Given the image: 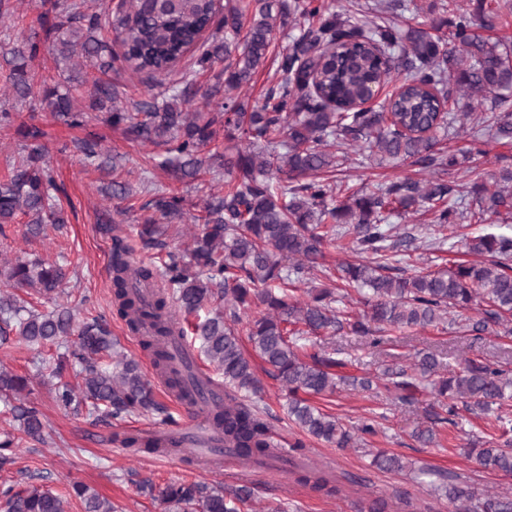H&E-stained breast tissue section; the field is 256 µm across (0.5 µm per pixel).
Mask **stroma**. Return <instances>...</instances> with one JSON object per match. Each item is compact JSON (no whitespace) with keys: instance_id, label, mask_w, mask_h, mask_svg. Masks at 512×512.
Here are the masks:
<instances>
[{"instance_id":"1","label":"stroma","mask_w":512,"mask_h":512,"mask_svg":"<svg viewBox=\"0 0 512 512\" xmlns=\"http://www.w3.org/2000/svg\"><path fill=\"white\" fill-rule=\"evenodd\" d=\"M9 9L0 17V47L11 48L31 37L38 14L44 12L42 0H1ZM497 0H412L408 11L394 18L398 26L422 23L435 25L440 36H447L444 22L455 12L475 13L499 10V18L485 31L486 36L512 45V11L497 8ZM109 50L115 61L103 75L104 81L116 84L124 97L144 100L162 97L164 89L128 67L121 58L123 48L114 34H107ZM10 111L13 124L0 130V178L7 175L13 164L22 161L33 143L45 149L44 160L65 193L59 198L64 224L47 227L37 238L22 235L21 225H12L9 237L0 250L9 258H41L63 266L67 271L65 292L59 298L62 305L78 308L81 316H98L118 341V353L138 360L144 377L151 383L156 400L175 419L183 414L163 381L156 375L150 359L142 352L138 339L128 333L112 303L110 263L112 240L102 230L103 225H120L131 232L146 216L143 203L150 189L168 186L170 180L159 163L166 156L165 147L141 146L128 141L121 129L112 127L105 113L90 111L87 121L79 127H69L53 119L50 112L30 111L27 101L0 95V109ZM42 132L39 141L28 138V128ZM96 143L98 155L86 158L81 152L83 142ZM427 173L412 161L395 166H377L358 152H350L341 181L349 191H370L384 181L397 178H426ZM128 183L131 195L120 200L106 195L112 180ZM462 244L444 243L442 249H419L403 258L401 265L407 274L423 269L448 268L456 262L472 261ZM461 317L443 326L428 327L397 335L390 350L412 358L417 350L432 346L443 347L452 355L494 357L512 363V335L487 332L481 339L464 333ZM318 343L342 347L348 361L347 374L377 373L383 356L367 348L359 337L347 332L324 333ZM59 347L37 348L18 342L0 347V364L15 374L35 377L40 358L59 354ZM263 391L253 403L266 416L273 437L288 445L299 435L288 418V393L270 377L261 379ZM418 403H396L391 392L378 386L370 391L341 388L328 397H314L315 405L335 413L345 423L374 417L378 433L357 448H336L314 439L306 441V455L313 462L333 460L337 470L345 475V491L340 498L317 496L307 488L282 476H271L253 468H224L203 471L190 465H177L172 460L146 453H132L119 446L116 437L125 432L163 429L162 415L151 412L135 415L116 423L89 414L87 408L59 406L44 385H34L28 399L43 413L45 440L26 442L17 449L15 462L0 471V488L22 489L30 485H47L66 491L70 483L83 482L111 501L119 512H162V506L149 493L140 491L142 481L155 487L187 481H198L215 487L244 486L252 492L253 512H263L265 506L282 504L285 512H357L361 498L387 496L393 490L407 492L420 507V512H454L446 498L431 495L428 486L419 485L409 471L386 473L372 466L374 453L384 451L400 454L416 467L428 466L446 473L468 476L474 490L504 491L512 488V477L484 472L476 468L461 453L469 436L483 440L498 438L494 415L469 416L463 431H447L440 435L439 444L425 447L413 440L412 430L419 422L421 401L427 392H420Z\"/></svg>"}]
</instances>
